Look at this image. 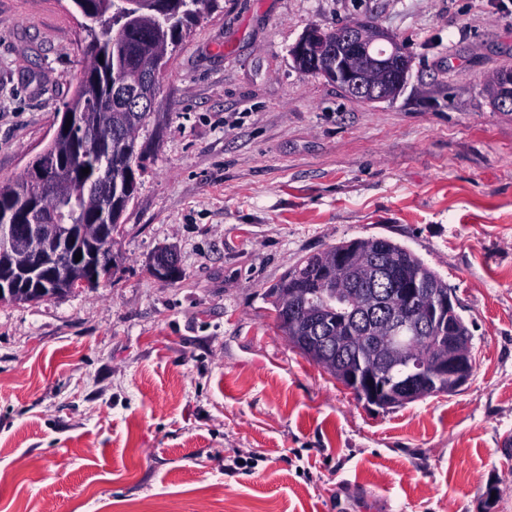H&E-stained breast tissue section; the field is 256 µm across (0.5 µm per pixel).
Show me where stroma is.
<instances>
[{
	"label": "stroma",
	"mask_w": 512,
	"mask_h": 512,
	"mask_svg": "<svg viewBox=\"0 0 512 512\" xmlns=\"http://www.w3.org/2000/svg\"><path fill=\"white\" fill-rule=\"evenodd\" d=\"M72 0H0V183L52 139L85 63ZM352 21L411 58L393 101L299 73ZM512 0H219L136 136L109 283L0 301V512H512ZM382 236L447 283L459 390L390 409L290 346L270 287ZM177 254L181 278L151 273ZM512 82L509 76H496L495 85L489 91V98L493 103V108L499 112H512V92L508 86ZM495 109V110H496Z\"/></svg>",
	"instance_id": "obj_1"
}]
</instances>
